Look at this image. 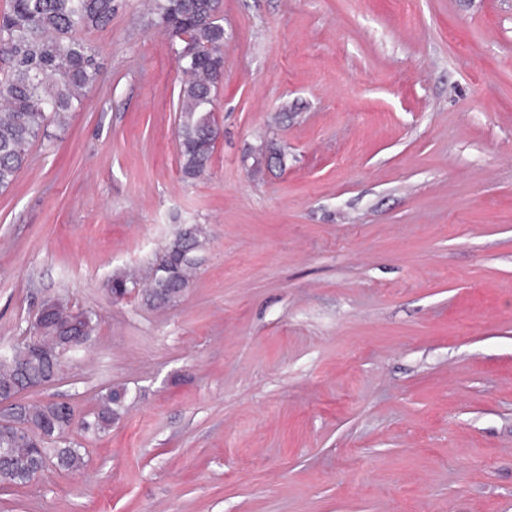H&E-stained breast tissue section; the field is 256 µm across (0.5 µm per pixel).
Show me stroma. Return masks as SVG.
Returning a JSON list of instances; mask_svg holds the SVG:
<instances>
[{"label":"stroma","instance_id":"obj_1","mask_svg":"<svg viewBox=\"0 0 512 512\" xmlns=\"http://www.w3.org/2000/svg\"><path fill=\"white\" fill-rule=\"evenodd\" d=\"M221 128L180 172L182 74L140 0L0 190V343L97 332L33 393L127 411L0 512H512V0H222ZM164 308L105 288L180 225Z\"/></svg>","mask_w":512,"mask_h":512}]
</instances>
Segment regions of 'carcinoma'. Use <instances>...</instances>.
<instances>
[{"label":"carcinoma","instance_id":"obj_1","mask_svg":"<svg viewBox=\"0 0 512 512\" xmlns=\"http://www.w3.org/2000/svg\"><path fill=\"white\" fill-rule=\"evenodd\" d=\"M218 0H147L172 43L185 74L178 94V151L182 176L206 173L218 137L213 112L216 85L224 70V26L213 19ZM116 0H9L0 12V190L11 187L26 167L30 147L48 137L52 121L66 125L99 80L97 49L83 33L106 28ZM201 231L181 229L145 277L117 270L106 281L111 296L137 294L150 306L169 305L188 288L203 246ZM96 331L91 313L76 311L62 298L34 335L0 351V400L43 388L61 371V356L91 341ZM127 392L109 388L89 418L66 401L14 402L0 414V486L21 487L35 481L48 462L78 470L84 457L74 432L100 434L126 409Z\"/></svg>","mask_w":512,"mask_h":512}]
</instances>
